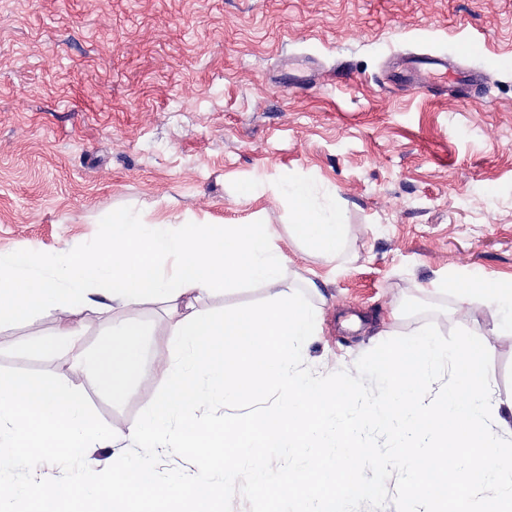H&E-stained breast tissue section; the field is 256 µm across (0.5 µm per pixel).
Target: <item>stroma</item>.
Masks as SVG:
<instances>
[{
	"instance_id": "1",
	"label": "stroma",
	"mask_w": 512,
	"mask_h": 512,
	"mask_svg": "<svg viewBox=\"0 0 512 512\" xmlns=\"http://www.w3.org/2000/svg\"><path fill=\"white\" fill-rule=\"evenodd\" d=\"M433 53L483 69L482 93L389 84L387 59ZM301 180L322 212L341 209L347 252L334 262L288 234L287 281L309 278L321 324L300 363L311 380L376 398L372 353L424 330L455 348L493 306L434 293L450 276L512 279V0H0V260L91 255L113 214L178 222L288 221L269 183ZM256 188L245 197L246 184ZM271 300L236 284L202 304L221 314ZM58 316L0 324V367L45 370L78 385L115 439L88 448L100 471L150 451L124 441L160 395L134 380L121 400L63 352L44 353ZM88 351L112 334V302L72 318ZM496 397L512 399V336L487 335ZM497 473L470 496L512 483V411L489 420ZM350 475L372 494L344 512H422L407 474L376 467L394 454L384 432Z\"/></svg>"
}]
</instances>
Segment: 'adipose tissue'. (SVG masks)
<instances>
[{"mask_svg": "<svg viewBox=\"0 0 512 512\" xmlns=\"http://www.w3.org/2000/svg\"><path fill=\"white\" fill-rule=\"evenodd\" d=\"M269 191L288 200L293 241L329 261L343 255L348 226L341 212L318 213L301 181ZM111 224L109 237L86 260L64 259L48 272L31 252L0 260V323L57 311L46 350L65 348L92 373L99 391L123 396L137 377L162 384L161 396L124 435L153 455L135 464L115 458L103 486L92 492L74 482L50 501L44 484L33 482L23 493L27 512H217L225 485L243 468L269 512L288 502L300 512H342L356 489L347 476L366 454L343 422L359 399L347 385L299 373L319 313L299 289L283 287L286 263L275 225H176L130 213L113 215ZM168 261L174 266L169 274L162 270ZM232 282L263 285L272 293L271 305L216 316L197 310V303ZM441 289L462 305L489 302L499 314L488 331L512 335L511 280L465 275L445 280ZM96 296L111 298L123 316L112 328L111 344L91 353L70 317ZM147 301L161 303L167 314L152 329L162 346L150 362L142 357L141 328L125 316ZM482 333L467 331L452 352L424 331L374 352L383 387L376 400L363 402L362 421L394 435L399 452L390 462L405 467L410 486L426 487V512H471L477 477L493 474L488 462L498 436L487 419L500 401L489 386ZM444 364L454 376L451 389L425 401L430 375ZM270 396L273 406L252 412ZM217 402L238 408V416L200 421L199 411ZM273 451L297 457L298 467L271 479L263 458ZM167 455L191 458L198 469L159 483L154 460Z\"/></svg>", "mask_w": 512, "mask_h": 512, "instance_id": "obj_1", "label": "adipose tissue"}]
</instances>
